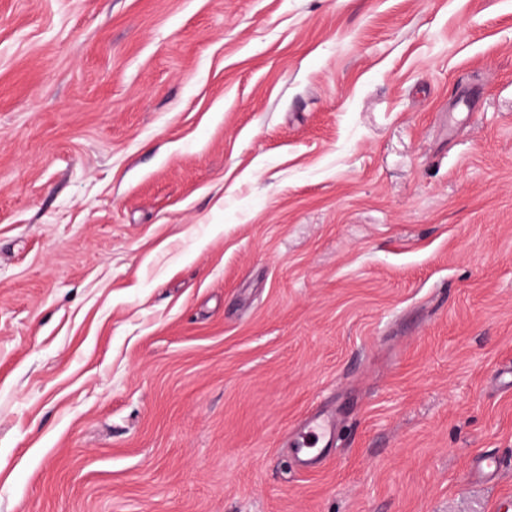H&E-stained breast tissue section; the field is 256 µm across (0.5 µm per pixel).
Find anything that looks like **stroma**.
<instances>
[{
  "instance_id": "35a3bbf8",
  "label": "stroma",
  "mask_w": 512,
  "mask_h": 512,
  "mask_svg": "<svg viewBox=\"0 0 512 512\" xmlns=\"http://www.w3.org/2000/svg\"><path fill=\"white\" fill-rule=\"evenodd\" d=\"M511 369L512 0H0V512H495ZM301 447L326 448L332 444L336 424L334 420L323 411H315L302 428ZM314 438V441H311Z\"/></svg>"
}]
</instances>
